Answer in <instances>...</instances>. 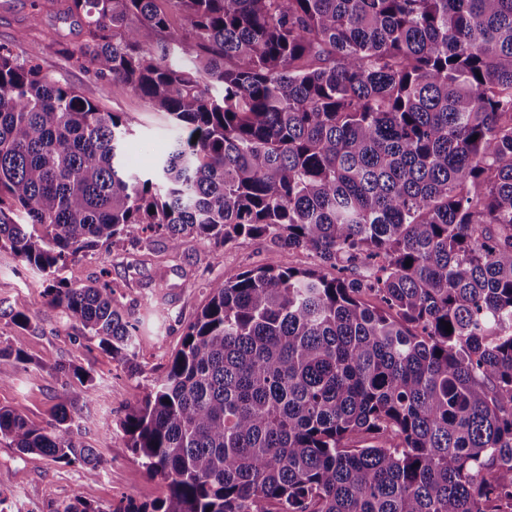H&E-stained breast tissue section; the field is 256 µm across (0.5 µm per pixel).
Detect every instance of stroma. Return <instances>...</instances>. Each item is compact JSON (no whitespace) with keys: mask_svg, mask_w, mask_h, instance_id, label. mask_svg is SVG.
I'll return each mask as SVG.
<instances>
[{"mask_svg":"<svg viewBox=\"0 0 512 512\" xmlns=\"http://www.w3.org/2000/svg\"><path fill=\"white\" fill-rule=\"evenodd\" d=\"M68 0H0V43L15 45L22 57L75 86L101 111L119 112L131 124L127 163L133 172L153 173L159 155L178 135L166 113L149 108L122 83L100 84L89 65L69 59L67 51L83 35L64 23ZM280 256L289 266L306 269L316 260L303 251L275 253L268 238L243 237L232 246L196 237L185 238L178 251L165 239L142 235L125 251L102 257L87 254L68 261L58 276L82 284L108 271L124 311L140 322L136 372L113 361L98 341L80 331L67 312L44 311L42 277L26 270L10 251L0 249V347L20 346L29 362L14 366L0 360L10 380L0 386V407L37 425L51 423L58 394L75 403L79 441L98 449L103 461L92 476L75 464L37 454H20L0 441V468L12 474L0 491V512H62L74 498L112 512L119 504L152 502L166 495V484L143 473L127 446L120 423L129 403L142 398L162 378L184 329L203 305L208 282L232 280ZM27 313L28 328L15 325L8 310ZM73 363L90 371L97 384L93 400L57 364Z\"/></svg>","mask_w":512,"mask_h":512,"instance_id":"35a3bbf8","label":"stroma"}]
</instances>
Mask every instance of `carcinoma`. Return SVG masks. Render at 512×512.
<instances>
[{"mask_svg":"<svg viewBox=\"0 0 512 512\" xmlns=\"http://www.w3.org/2000/svg\"><path fill=\"white\" fill-rule=\"evenodd\" d=\"M157 2L68 5L78 58L183 130L150 177L120 114L0 45V248L132 371L139 321L68 261L150 233L318 264L206 285L121 422L166 496L113 512H512V0H172L179 30ZM56 399L0 440L97 474Z\"/></svg>","mask_w":512,"mask_h":512,"instance_id":"obj_1","label":"carcinoma"}]
</instances>
